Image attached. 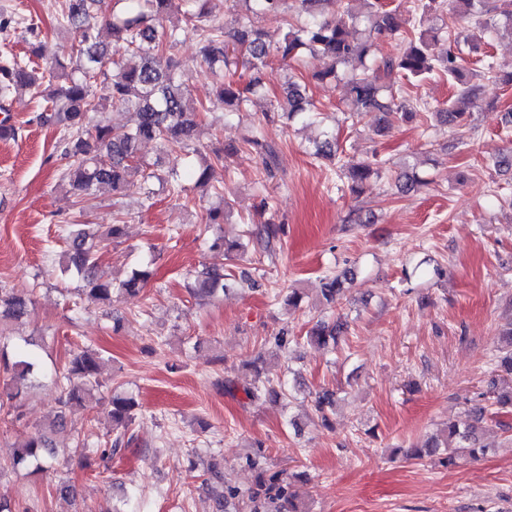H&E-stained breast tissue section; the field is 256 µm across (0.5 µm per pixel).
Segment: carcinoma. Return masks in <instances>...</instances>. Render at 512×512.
<instances>
[{"mask_svg": "<svg viewBox=\"0 0 512 512\" xmlns=\"http://www.w3.org/2000/svg\"><path fill=\"white\" fill-rule=\"evenodd\" d=\"M124 4L120 12L109 14L102 9V0H66L62 24L74 31L73 41L63 54L52 58L42 67L11 53L0 55V100L7 101L13 90L27 87L44 98L45 105L37 116L40 124L62 132L57 147L68 159L59 179L78 198V203L109 190L120 194L139 182L145 199L154 197V183L169 185V192L180 200L186 187L178 178V165L183 157L200 154L197 146L195 115L186 108L187 77L182 63L167 55V48L188 33L197 38L201 62L218 75L217 95L224 111L237 112L262 95L260 73L271 59L288 67L305 55L319 56L326 65L311 75V79H345L348 109L354 117L361 112L379 113L377 133L396 123H409L420 113L432 114L438 122L465 136L470 126L461 108L475 91L466 82L463 67V46L478 32L492 43L503 34L512 36V0H413L408 16L387 7L383 0H359L362 9L351 8L336 15H326L333 0H300L301 10L308 15L304 22L287 16L288 0H234L245 6L239 26L231 34L216 25L209 7L211 0H183L184 25L169 23L172 0H116ZM262 14L285 26V32L275 48H270L265 33L252 25L250 15ZM442 17L441 25L430 24ZM469 19L472 28L460 24ZM106 29L112 42L102 40ZM387 35L397 38L396 51L376 56L375 39ZM397 72L410 84L421 83L434 76H443L455 88V98L444 107L433 106L422 98H409L403 90L395 91L383 78ZM100 84V91L93 89ZM288 106V118L300 117L314 123L318 109L309 98L307 85L289 80L280 98L265 110L266 122ZM119 107L133 116L132 123L121 129L110 126L95 116L108 108ZM151 142L159 159L167 160L168 170L161 174L151 168L140 155L142 144ZM258 156L262 168L270 173L275 165L277 147L261 130L243 139ZM315 156L331 159L336 156V137L328 134L316 144ZM224 162V156L201 157L191 171L194 189L204 198L212 193L214 166ZM384 162L373 159L357 163L348 161L341 169L348 172L350 191L360 192L371 176H381ZM399 192L404 196L418 193L424 181L413 174L398 178ZM231 214V203L224 199L216 206L204 209L200 218L202 234H211L210 249L228 256H243L249 243L230 241L214 226L224 223ZM281 229L266 225L256 237V243L268 255L275 254ZM124 225L120 218L111 224H70L65 237V249L59 260L63 273H73L84 281L86 300L112 306L120 295L139 294L149 276L135 269L119 282L97 274L102 250L122 238ZM231 275L217 267L204 266L195 271L192 292L201 297H218L228 290L226 280ZM343 270L325 278L321 292L331 301L349 281ZM30 297L0 284V400H22L28 382L34 374L32 353L20 348L15 357L7 352V330L26 321L32 314ZM344 333V323L319 322L308 332L310 341L324 345L337 341ZM506 352L498 357L503 379H512V322L502 332ZM102 353L94 349L75 352L63 372L57 377L64 397L59 410L38 425L24 444L14 450L15 465L28 462L37 467L53 456V434L67 422V412L75 407L86 408L96 401L102 387L100 370ZM264 393L274 399L285 396L270 381L255 376L251 386L244 388L247 398ZM139 403L131 396L114 392L109 401L107 417L116 431L115 437L97 450L77 443L84 461L98 455L106 464L112 456L128 445L125 430L135 419ZM485 422V412L476 408L471 419L463 424L448 423L442 433L432 437L414 455L438 456L453 465L462 453L471 457L485 454L479 445V431ZM204 483L221 487L215 495L213 512H240L234 507L239 501L249 512H303L299 493L293 489L285 471L259 476L255 487L245 492L224 482V469L218 464L205 470Z\"/></svg>", "mask_w": 512, "mask_h": 512, "instance_id": "carcinoma-1", "label": "carcinoma"}]
</instances>
